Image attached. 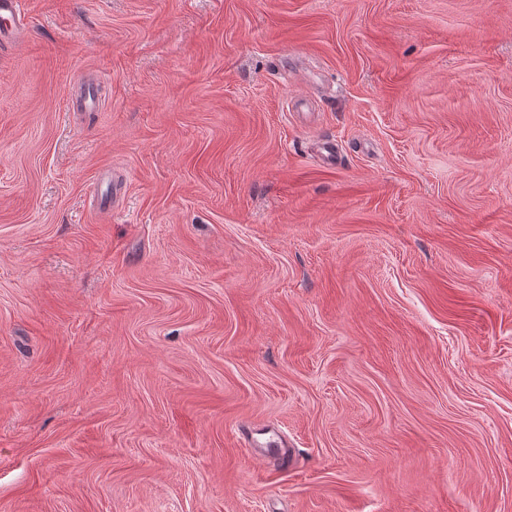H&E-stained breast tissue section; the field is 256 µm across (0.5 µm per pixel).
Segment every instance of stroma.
<instances>
[{
    "instance_id": "1",
    "label": "stroma",
    "mask_w": 512,
    "mask_h": 512,
    "mask_svg": "<svg viewBox=\"0 0 512 512\" xmlns=\"http://www.w3.org/2000/svg\"><path fill=\"white\" fill-rule=\"evenodd\" d=\"M27 9L0 512H512V0Z\"/></svg>"
}]
</instances>
